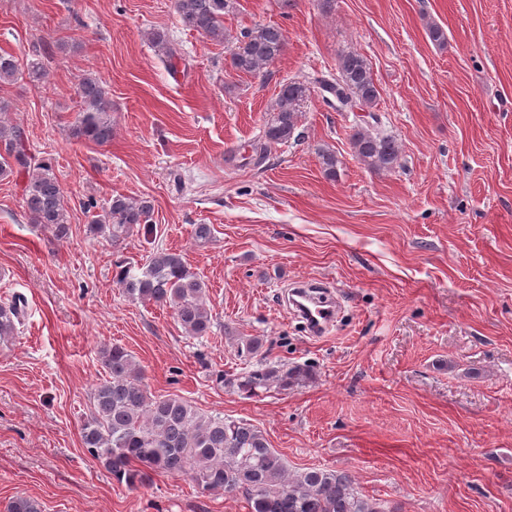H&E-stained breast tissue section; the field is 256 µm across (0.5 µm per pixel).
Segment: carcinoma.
Returning a JSON list of instances; mask_svg holds the SVG:
<instances>
[{
	"label": "carcinoma",
	"instance_id": "carcinoma-1",
	"mask_svg": "<svg viewBox=\"0 0 512 512\" xmlns=\"http://www.w3.org/2000/svg\"><path fill=\"white\" fill-rule=\"evenodd\" d=\"M231 0H174L180 23L217 42L225 40L224 13ZM151 43L169 68L180 55L163 31L150 36ZM280 27L257 25L236 38L229 50L230 66L237 72H265L284 52ZM18 59L0 54V83L19 75ZM339 76L318 80L319 89L336 98L340 108L359 105L374 108L380 92L367 60L356 51L342 54ZM80 112L71 127L78 141L104 145L112 140V103L101 81L86 77L78 85ZM310 86L299 81L279 84L273 115L263 136L269 145L300 139V107ZM9 104L0 102V177L15 169L32 170L25 187V205L32 223L52 231L58 239L69 235V210L52 169L31 166L24 130L5 118ZM353 154L367 169L391 170L400 157L396 140L375 129L360 126L350 134ZM324 174L336 177L338 159L329 149L318 151ZM149 200L115 195L92 216L89 233L112 247L150 222ZM123 294L143 303L172 309L185 334L202 339L212 333L214 319L206 301V284L190 271L176 252L156 250L141 265H121L115 275ZM23 318V303L0 305V341L15 336ZM267 337L245 336L237 353L248 360L239 372L224 373V385L247 397H258L276 387L286 390L311 377L308 368L288 366L267 356ZM108 378L94 389L89 414L81 427L85 451L117 482L130 488L146 483L151 471L186 474L203 493L242 495L249 512H388L381 502L362 494L352 475L327 467H308L290 472L285 459L272 448L264 431L245 419L205 415L178 396H155L143 383L142 368L121 344L99 351ZM9 512H42L38 502L15 498Z\"/></svg>",
	"mask_w": 512,
	"mask_h": 512
}]
</instances>
